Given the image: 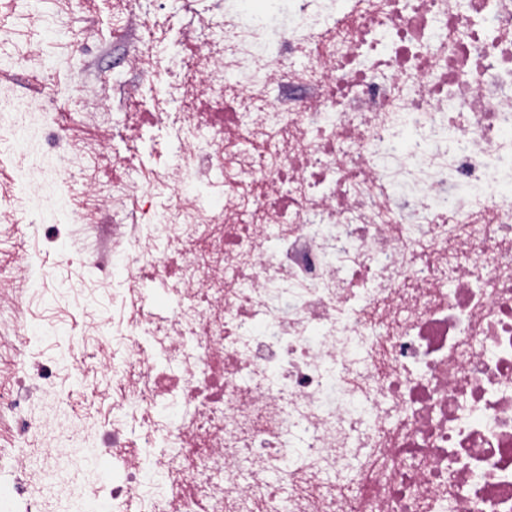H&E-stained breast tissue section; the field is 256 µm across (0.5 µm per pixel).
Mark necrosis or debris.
<instances>
[{"label": "necrosis or debris", "instance_id": "4bbe7bcc", "mask_svg": "<svg viewBox=\"0 0 512 512\" xmlns=\"http://www.w3.org/2000/svg\"><path fill=\"white\" fill-rule=\"evenodd\" d=\"M60 2L52 42L0 27V214L41 223L21 253L0 225V512H512V0H205L189 77L115 104ZM142 25L114 0L151 83ZM162 124L163 166L110 156ZM44 252L131 297L50 355ZM63 379L111 407L71 417Z\"/></svg>", "mask_w": 512, "mask_h": 512}]
</instances>
